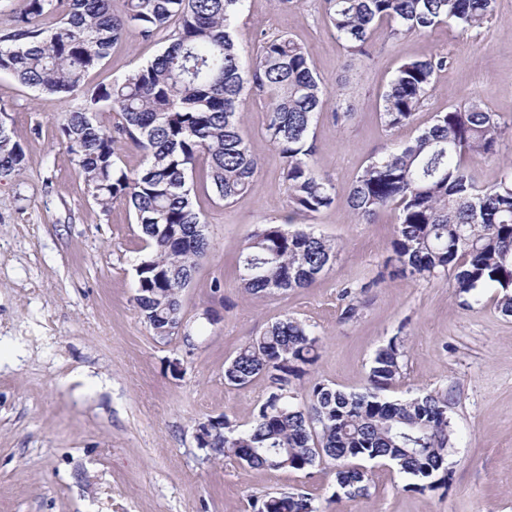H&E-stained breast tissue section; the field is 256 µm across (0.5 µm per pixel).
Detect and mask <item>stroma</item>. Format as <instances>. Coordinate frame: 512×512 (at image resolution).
Masks as SVG:
<instances>
[{
    "label": "stroma",
    "mask_w": 512,
    "mask_h": 512,
    "mask_svg": "<svg viewBox=\"0 0 512 512\" xmlns=\"http://www.w3.org/2000/svg\"><path fill=\"white\" fill-rule=\"evenodd\" d=\"M264 32L305 46L331 95L313 127L312 164L335 184L337 201L310 224L339 251L308 288L242 293L237 262L247 235L288 212L283 160L263 134L267 99L247 90L243 129L260 159L258 185L228 205L195 190L211 249L183 293L188 345L147 328L134 302L142 255L134 213L95 202L58 132L66 112L150 63L163 43L129 36L75 96L41 94L0 73V106L26 153L20 173L0 179V512H252L256 498L296 491L310 494L317 512H512V317L497 309L496 288L466 306L448 281L386 274L396 212L365 224L344 203L369 160L415 138L436 113L475 99L512 119V0H497L493 17L465 34L449 23L394 40L377 26L360 59L328 28L320 0H248L234 30L245 57L259 53ZM436 53L448 65L430 96L411 124L387 129L378 105L396 68ZM337 110L350 120L336 123ZM348 281L365 290L360 317L345 322ZM288 316L318 338L317 361L292 383L301 397L319 381L361 391L375 351L403 340L391 396L428 388L450 399L446 486L420 490L393 465L370 462L369 496L340 500L330 460L305 471L254 470L197 448L200 419L224 414L247 428L269 383L228 386L224 363ZM176 359L178 373L169 367Z\"/></svg>",
    "instance_id": "obj_1"
}]
</instances>
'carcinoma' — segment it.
Instances as JSON below:
<instances>
[{"mask_svg": "<svg viewBox=\"0 0 512 512\" xmlns=\"http://www.w3.org/2000/svg\"><path fill=\"white\" fill-rule=\"evenodd\" d=\"M13 26L0 32V72L45 94L80 90L112 48L135 33L164 40V51L146 66L101 84L82 108L66 113L58 130L78 173L103 207H132L147 253L135 267L134 301L155 336L183 317L182 292L210 250L207 225L196 210L190 180L205 171L206 186L226 204L257 186L260 160L242 130L240 104L249 86L267 95L265 136L284 159L288 216L259 224L239 258L244 293L261 296L311 286L335 263L336 242L308 227L293 228L336 200L332 181L315 171L312 127L327 91L307 49L286 34L263 35L261 50L243 67L233 34L247 0H125L120 15L112 0H14ZM324 18L348 55H368L371 32L387 25L389 37L424 35L455 24L481 28L496 0H321ZM447 58L432 54L403 61L381 96L379 115L389 129L409 124L434 89ZM106 107L110 125L92 112ZM512 120L476 100L438 112L412 141L389 149L362 169L346 204L371 223L385 209L398 210L386 263L390 273L415 280L447 278L460 296L501 290L497 306L512 316V162L491 187L480 188L470 168L474 156L498 152ZM128 140L145 162L127 171L116 144ZM25 151L8 123L0 128V178L18 173ZM357 288L342 290L341 319L359 315ZM310 325L286 317L248 339L224 364V382L245 387L263 376L269 392L248 428L224 419L216 456L252 469L305 471L316 449L337 463L336 484L348 498L369 495L367 473L355 460L383 459L399 472L432 486L446 485L454 434L448 395L418 391L386 395L401 377L405 352L392 338L369 365L362 393L312 385L298 398L291 380L317 360ZM255 512H316L304 492L267 494Z\"/></svg>", "mask_w": 512, "mask_h": 512, "instance_id": "cac0c4a2", "label": "carcinoma"}]
</instances>
